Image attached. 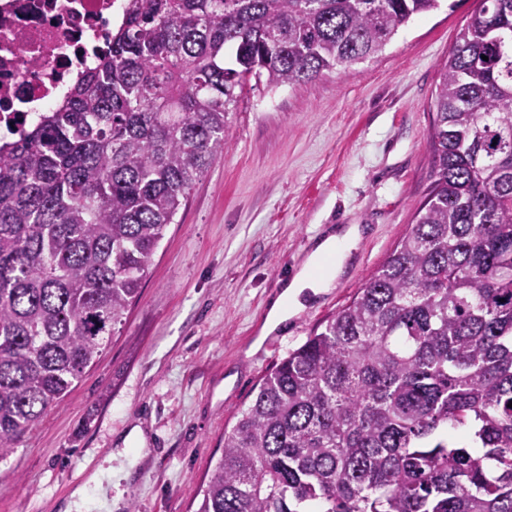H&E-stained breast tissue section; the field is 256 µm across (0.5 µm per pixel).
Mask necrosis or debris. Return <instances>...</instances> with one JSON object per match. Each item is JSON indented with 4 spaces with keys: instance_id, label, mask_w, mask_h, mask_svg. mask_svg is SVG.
<instances>
[{
    "instance_id": "1",
    "label": "necrosis or debris",
    "mask_w": 512,
    "mask_h": 512,
    "mask_svg": "<svg viewBox=\"0 0 512 512\" xmlns=\"http://www.w3.org/2000/svg\"><path fill=\"white\" fill-rule=\"evenodd\" d=\"M126 0H0V130L52 109L107 48Z\"/></svg>"
}]
</instances>
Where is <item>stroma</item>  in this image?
Wrapping results in <instances>:
<instances>
[{
	"label": "stroma",
	"instance_id": "35a3bbf8",
	"mask_svg": "<svg viewBox=\"0 0 512 512\" xmlns=\"http://www.w3.org/2000/svg\"><path fill=\"white\" fill-rule=\"evenodd\" d=\"M482 0H441L366 60L276 89L250 82L228 145L196 180L141 296L95 363L0 463V512H63L110 471L121 512H196L224 433L272 369L363 288L432 182L441 66ZM357 224L333 288L254 347L283 281L331 229ZM145 445L132 479L119 450ZM104 479L102 470L96 469L92 471L86 482L83 485L78 486L73 490L70 496V501L66 504L64 512H79L82 507L86 506L87 503V489L90 484L95 487H101Z\"/></svg>",
	"mask_w": 512,
	"mask_h": 512
}]
</instances>
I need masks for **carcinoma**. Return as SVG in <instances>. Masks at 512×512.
Listing matches in <instances>:
<instances>
[{"label": "carcinoma", "instance_id": "carcinoma-1", "mask_svg": "<svg viewBox=\"0 0 512 512\" xmlns=\"http://www.w3.org/2000/svg\"><path fill=\"white\" fill-rule=\"evenodd\" d=\"M438 2L128 0L0 145V461L137 301L247 82L357 63ZM433 110L415 223L262 380L196 512H512V0L469 17Z\"/></svg>", "mask_w": 512, "mask_h": 512}]
</instances>
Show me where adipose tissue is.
Returning <instances> with one entry per match:
<instances>
[{
    "mask_svg": "<svg viewBox=\"0 0 512 512\" xmlns=\"http://www.w3.org/2000/svg\"><path fill=\"white\" fill-rule=\"evenodd\" d=\"M359 225L351 224L317 240L306 262L289 279L269 306L260 334L268 336L297 314L307 297L325 293L342 273L354 242L360 237Z\"/></svg>",
    "mask_w": 512,
    "mask_h": 512,
    "instance_id": "obj_1",
    "label": "adipose tissue"
}]
</instances>
